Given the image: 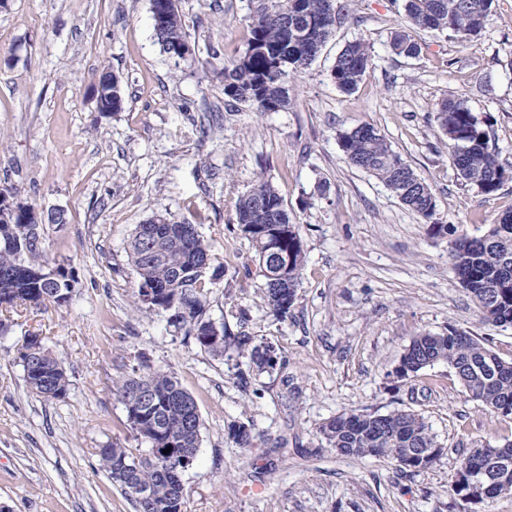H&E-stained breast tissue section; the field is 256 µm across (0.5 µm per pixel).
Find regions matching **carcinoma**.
<instances>
[{
	"instance_id": "carcinoma-1",
	"label": "carcinoma",
	"mask_w": 512,
	"mask_h": 512,
	"mask_svg": "<svg viewBox=\"0 0 512 512\" xmlns=\"http://www.w3.org/2000/svg\"><path fill=\"white\" fill-rule=\"evenodd\" d=\"M404 24L391 36L397 55L412 57L420 45L411 32L432 30L450 33L463 43L476 39L495 0H399ZM335 16L327 15V0H257L249 15V38L241 57L224 68V97L246 103L258 112H278L289 104L286 81L308 68L333 31L349 20L348 4L336 0ZM296 28H284V21ZM162 49L174 39H187L178 7H170L166 25L155 30ZM371 66L369 45L348 43L331 70L336 87L344 93L357 89ZM435 121L448 138L453 164L467 183L485 194L496 192L512 167L500 162L487 146L486 135L461 99L439 104ZM339 146L347 161L379 179L399 200L426 221L434 219L436 203L429 186L392 148L378 128L364 124L344 131ZM241 232L250 241L264 279L265 298L279 318L288 317L294 306L304 265L301 240L290 224L288 212L273 184L255 181L236 205ZM138 224L128 244V257L139 280L138 301L170 313L169 322L199 347L214 355L228 349L244 355L258 372L275 369V348L243 332L236 334L221 325L212 336L206 317L205 274L201 261L210 257L200 235L179 241L170 225ZM451 236L449 258L463 288L481 318L495 326L512 327V212L480 237ZM48 262L42 244L0 242V306L17 304L39 308L47 302L62 305L77 280L73 269L59 263V277L46 280ZM19 360L28 388L45 399L63 397L69 381L65 369L37 334L26 338ZM446 362L463 389L492 414L512 419V361L503 359L468 331L448 326L446 333L415 337L401 357L397 374L415 377L424 368ZM114 394L125 408L127 421L146 448L99 449L109 474L120 466L132 469L133 484L113 479L130 497L135 512H185V496L169 476L189 455L196 459L202 422L193 397L174 377L162 370L133 374L115 384ZM327 445L337 453L362 458L382 456L404 470L424 469L443 454L424 418L412 411L397 410L343 413L320 428ZM229 435L242 448H252L251 429L234 423ZM168 453H163V450ZM484 471L485 493L480 500L512 493V441L473 448L457 472L454 492H469L464 471Z\"/></svg>"
}]
</instances>
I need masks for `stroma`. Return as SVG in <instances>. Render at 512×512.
Here are the masks:
<instances>
[{
	"label": "stroma",
	"mask_w": 512,
	"mask_h": 512,
	"mask_svg": "<svg viewBox=\"0 0 512 512\" xmlns=\"http://www.w3.org/2000/svg\"><path fill=\"white\" fill-rule=\"evenodd\" d=\"M194 53L177 61L156 37L149 0H7L0 7V189L38 209L60 206L44 229L49 262L72 267L70 300L0 307V512H135L99 450L144 447L114 382L140 356L196 401L200 447L183 475L186 512H512V494L481 503L455 495L470 449L512 440V421L473 400L447 364L396 374L417 335L454 326L512 359V328L483 323L448 257V237L379 180L348 163L341 132L371 124L427 183L436 223L482 235L512 211V181L481 193L459 176L435 122L438 102L465 99L490 150L512 164V0H495L478 39L418 31L421 50L389 46L402 16L394 0H351L316 59L288 81L290 103L258 112L227 101L222 72L247 47L251 0H179ZM356 39L372 67L350 94L331 78ZM124 104L98 109L102 71ZM279 191L305 253L295 305L276 318L236 202L257 178ZM162 215L196 225L220 280L207 315L272 344L281 359L256 374L236 352L216 356L137 307L128 243ZM43 337L65 368V397L27 388L26 336ZM421 415L443 455L400 473L384 457L336 454L319 433L340 414ZM250 426L255 445L228 435Z\"/></svg>",
	"instance_id": "1"
}]
</instances>
